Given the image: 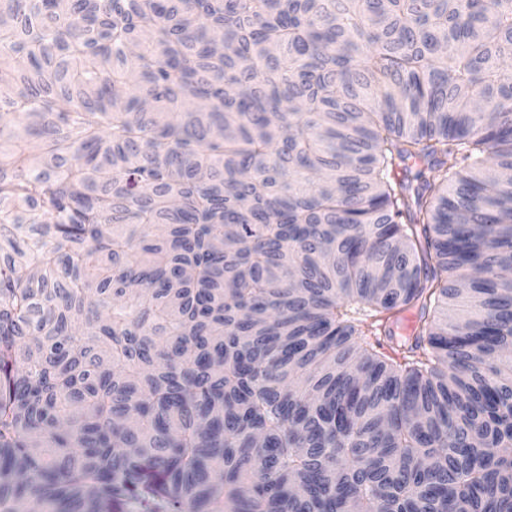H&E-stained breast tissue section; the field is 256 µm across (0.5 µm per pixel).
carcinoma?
<instances>
[{
    "instance_id": "1",
    "label": "carcinoma",
    "mask_w": 512,
    "mask_h": 512,
    "mask_svg": "<svg viewBox=\"0 0 512 512\" xmlns=\"http://www.w3.org/2000/svg\"><path fill=\"white\" fill-rule=\"evenodd\" d=\"M2 121L0 512H512V0H0Z\"/></svg>"
}]
</instances>
